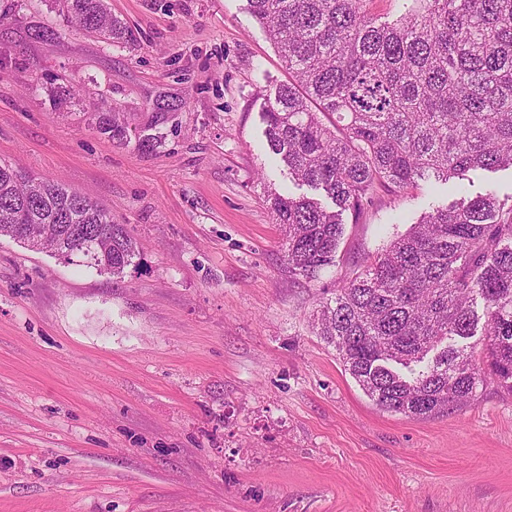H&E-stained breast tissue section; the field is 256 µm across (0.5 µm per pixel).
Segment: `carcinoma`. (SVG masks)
Wrapping results in <instances>:
<instances>
[{
  "instance_id": "cac0c4a2",
  "label": "carcinoma",
  "mask_w": 512,
  "mask_h": 512,
  "mask_svg": "<svg viewBox=\"0 0 512 512\" xmlns=\"http://www.w3.org/2000/svg\"><path fill=\"white\" fill-rule=\"evenodd\" d=\"M371 0H248L292 80L264 106L265 137L298 186L321 200L266 190L283 232L288 274L313 280L335 265L344 225L358 224L379 191L512 169V0H410L393 24ZM67 18L110 42L129 32L107 0H59ZM95 129L127 137L119 113ZM20 184L0 161V237L28 245L29 224H56L40 251L122 279L139 251L103 206L46 178ZM471 350L444 340L475 335ZM344 370L380 409L424 417L471 399L485 372L512 390V205L489 190L425 214L355 277L312 322Z\"/></svg>"
}]
</instances>
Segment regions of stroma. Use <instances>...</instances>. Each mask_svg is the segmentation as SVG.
Masks as SVG:
<instances>
[{"instance_id":"stroma-1","label":"stroma","mask_w":512,"mask_h":512,"mask_svg":"<svg viewBox=\"0 0 512 512\" xmlns=\"http://www.w3.org/2000/svg\"><path fill=\"white\" fill-rule=\"evenodd\" d=\"M107 2L131 42L0 0V160L103 204L140 252L116 280L0 238V512H512L494 376L447 412H387L311 326L451 184L378 192L335 266L289 276L263 197L302 192L265 138L288 73L247 0ZM102 100L128 139L93 130Z\"/></svg>"}]
</instances>
